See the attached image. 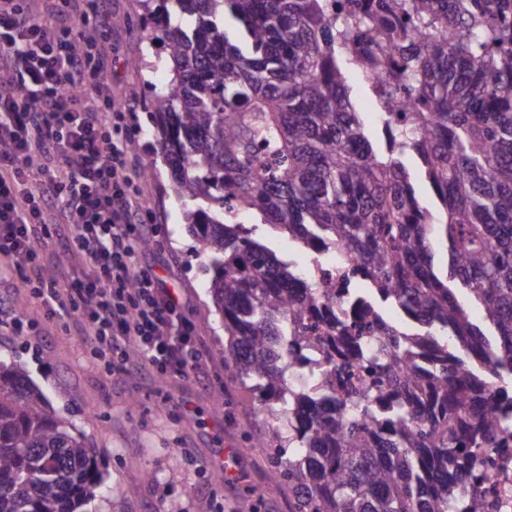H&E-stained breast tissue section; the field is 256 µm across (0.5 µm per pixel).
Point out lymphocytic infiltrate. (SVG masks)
<instances>
[{
	"instance_id": "f902f5d3",
	"label": "lymphocytic infiltrate",
	"mask_w": 512,
	"mask_h": 512,
	"mask_svg": "<svg viewBox=\"0 0 512 512\" xmlns=\"http://www.w3.org/2000/svg\"><path fill=\"white\" fill-rule=\"evenodd\" d=\"M79 19L76 27L60 18ZM102 0H59L48 12L0 0V270L54 316L77 315L95 359L122 369L137 347L159 378L199 375L206 349L179 296L136 261L146 210L129 164L127 116L112 103L111 62L86 27ZM58 239L80 274L41 273Z\"/></svg>"
}]
</instances>
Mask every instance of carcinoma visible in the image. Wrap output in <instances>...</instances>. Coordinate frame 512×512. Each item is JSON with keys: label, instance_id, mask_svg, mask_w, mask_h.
I'll use <instances>...</instances> for the list:
<instances>
[{"label": "carcinoma", "instance_id": "obj_1", "mask_svg": "<svg viewBox=\"0 0 512 512\" xmlns=\"http://www.w3.org/2000/svg\"><path fill=\"white\" fill-rule=\"evenodd\" d=\"M172 78L148 105L184 224L206 255L232 377L288 429L253 444L290 512H484L467 488L512 407V0H141ZM420 29L425 37L415 40ZM405 85L378 148L348 84L352 47ZM414 159L438 203L416 193ZM252 224H239L224 209ZM262 224L359 261L375 302L422 330L336 320V294L255 238ZM447 251L433 265V239ZM479 306L486 334L466 303ZM368 371L333 393L336 364ZM313 380L299 385L294 369ZM98 459L25 368L0 361V512H81Z\"/></svg>", "mask_w": 512, "mask_h": 512}]
</instances>
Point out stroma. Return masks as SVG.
Listing matches in <instances>:
<instances>
[{
	"instance_id": "35a3bbf8",
	"label": "stroma",
	"mask_w": 512,
	"mask_h": 512,
	"mask_svg": "<svg viewBox=\"0 0 512 512\" xmlns=\"http://www.w3.org/2000/svg\"><path fill=\"white\" fill-rule=\"evenodd\" d=\"M104 12L112 30L96 47L112 60L116 108H132L131 163L150 221L160 227L137 259L182 300L207 345L204 371L161 382L137 358L125 370L104 371L89 355L79 317L49 316L30 290L8 275H0V302L32 320L38 334L25 339L0 332V360L21 363L56 414L95 448L106 483L117 484L131 470L150 473L138 489L97 496L84 512H197L202 501L211 512H233L247 494L257 512H288L287 487L272 479L265 457L252 448L270 437L273 423L225 365L224 323L207 294L205 260L190 253L183 204L169 188L168 168L153 137L149 91L166 86L168 69L161 63L141 72L133 65L140 54L157 53L141 24L139 0H104ZM228 450L236 456L237 472L219 484L213 475L223 469Z\"/></svg>"
}]
</instances>
